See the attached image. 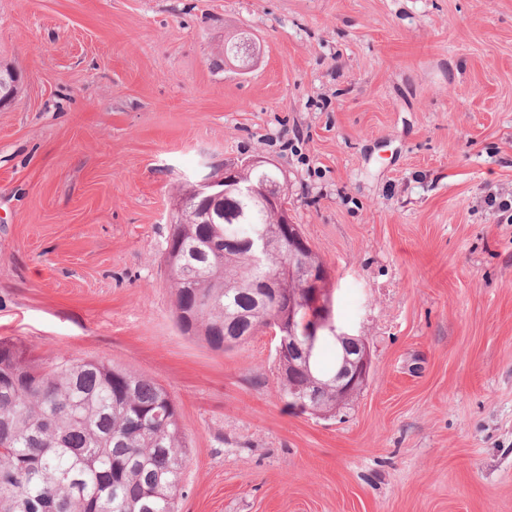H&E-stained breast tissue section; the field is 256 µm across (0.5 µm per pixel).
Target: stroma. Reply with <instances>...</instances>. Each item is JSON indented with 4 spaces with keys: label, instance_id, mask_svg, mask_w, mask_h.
<instances>
[{
    "label": "stroma",
    "instance_id": "obj_1",
    "mask_svg": "<svg viewBox=\"0 0 512 512\" xmlns=\"http://www.w3.org/2000/svg\"><path fill=\"white\" fill-rule=\"evenodd\" d=\"M0 64V338L163 386L179 512H512V0H0ZM257 154L371 347L328 419L175 321L172 201ZM20 85L21 75L16 69H0V106L8 104L16 97Z\"/></svg>",
    "mask_w": 512,
    "mask_h": 512
}]
</instances>
